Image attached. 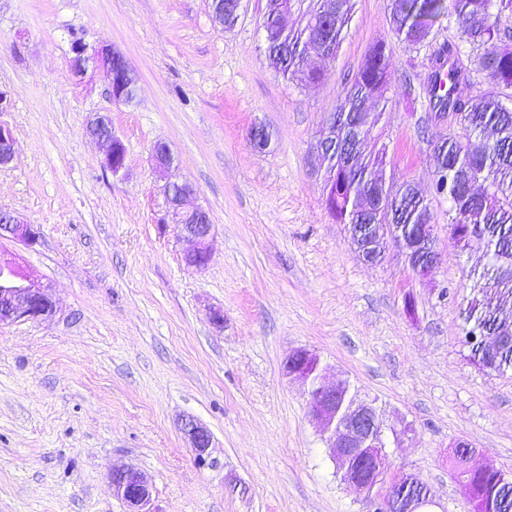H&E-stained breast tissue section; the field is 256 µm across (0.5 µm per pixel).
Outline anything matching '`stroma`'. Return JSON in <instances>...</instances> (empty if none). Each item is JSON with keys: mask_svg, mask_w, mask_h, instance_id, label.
<instances>
[{"mask_svg": "<svg viewBox=\"0 0 512 512\" xmlns=\"http://www.w3.org/2000/svg\"><path fill=\"white\" fill-rule=\"evenodd\" d=\"M264 5L245 0L228 31L210 0H0V121L16 140L0 208L40 230L33 246H0L58 309L0 327V512H127L110 481L121 465L148 479L154 512H374L331 459L307 387L285 372L299 349L377 407L387 467L420 477L442 512L470 510L456 443L512 477V373L468 358L461 312L480 256L456 246L450 203L433 193L428 146L444 129L418 123L428 59L456 41L454 16L412 46L390 38L385 0H356L336 60L301 87L266 64ZM379 39L392 84L382 140L434 216L441 262L425 277L394 250L374 265L358 257L324 205L313 151ZM102 42L139 77L132 105L113 102L103 75L70 76L73 46ZM99 113L125 147L116 175L86 133ZM256 123L272 133L262 152L248 140ZM158 142L174 156L165 174ZM185 180L187 207L212 224L200 268L161 224L164 184ZM186 415L210 430L217 467L195 464Z\"/></svg>", "mask_w": 512, "mask_h": 512, "instance_id": "35a3bbf8", "label": "stroma"}]
</instances>
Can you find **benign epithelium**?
<instances>
[{
  "label": "benign epithelium",
  "instance_id": "7a95c632",
  "mask_svg": "<svg viewBox=\"0 0 512 512\" xmlns=\"http://www.w3.org/2000/svg\"><path fill=\"white\" fill-rule=\"evenodd\" d=\"M69 70L77 82L83 81L90 72L101 71L111 86L115 85L119 75L134 72L124 55L109 44L91 48L75 46L69 59ZM427 119L443 125L449 133L461 128L460 117L451 112H430ZM87 133L104 145V166L114 174L120 172L125 166V160L118 155L123 143L114 136L112 127L104 126V117L98 116L91 121ZM248 139L255 150H266L269 146L267 127L262 123L254 124ZM14 157L13 132L0 122V167L10 164ZM153 157L156 167L162 172L173 163L169 147L162 142L154 146ZM192 194L194 188L188 182L165 184L166 208L161 223L177 228L180 238L186 243L185 262L200 267L209 259L212 224L204 209H185L184 201ZM347 228L351 244L368 264L381 262L391 246L402 256L407 267L419 276L429 275L440 262L432 223L349 224ZM38 238L33 225L9 210H0V241L32 246ZM56 313L57 306L49 287L24 270L13 257L1 252L0 326L20 321L49 320ZM286 369L289 375L309 386V415L322 432L331 457L348 484L377 500L378 507L386 512H433L436 501L428 488H423L418 495H408L401 488L403 480L411 479L413 475L401 470H383L373 482L362 476L366 460L381 461L385 458L384 423L375 407L353 401L340 405L347 383L324 382L317 356L307 350L295 351L287 360ZM180 431L192 448L198 467L211 468L218 464L212 456L213 436L206 426L187 416L181 419ZM112 493L126 503L128 512H152V486L131 465L112 469Z\"/></svg>",
  "mask_w": 512,
  "mask_h": 512
}]
</instances>
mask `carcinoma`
<instances>
[{
  "mask_svg": "<svg viewBox=\"0 0 512 512\" xmlns=\"http://www.w3.org/2000/svg\"><path fill=\"white\" fill-rule=\"evenodd\" d=\"M221 2L224 28L231 29L241 17L243 0ZM355 5L356 0H265L260 27L268 66L298 85L320 80L326 65L337 57ZM448 7L456 15L460 41L482 52L473 67L459 59L455 43L441 45L430 58L429 109L457 112L463 124L461 132L435 142V187L450 202L448 226L469 224L479 229L474 241L463 230L454 238L461 249L487 258L471 275L470 297L463 309L465 341L475 366L503 374L512 372V342L490 354L470 337L496 332L512 336V321L501 315L512 302V275L503 267V258H512V107L494 91L475 89L473 73L481 74L490 85L512 87V47L503 42L500 32L502 13L512 9V0H387L390 33L409 45H419ZM286 9L298 14L294 28L283 24ZM390 87L386 43L378 40L370 60L357 71L336 106L338 116L363 113L362 128L355 131L338 119L327 137L325 180L336 186L328 210L340 224L353 221V203L371 184L382 197L367 223L424 224L432 217L428 199L412 182L401 183L394 192L386 188V146L366 159L360 152L362 143L378 142L376 129ZM453 464L457 476L472 485L473 512H512V478L470 472L456 457Z\"/></svg>",
  "mask_w": 512,
  "mask_h": 512,
  "instance_id": "carcinoma-1",
  "label": "carcinoma"
}]
</instances>
